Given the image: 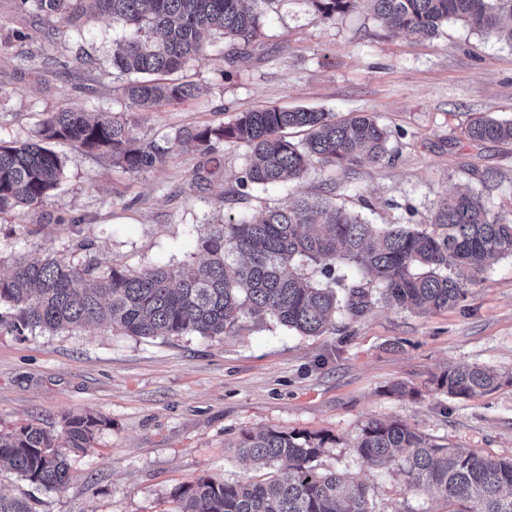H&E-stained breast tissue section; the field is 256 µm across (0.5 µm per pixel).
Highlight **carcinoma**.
Returning a JSON list of instances; mask_svg holds the SVG:
<instances>
[{"label": "carcinoma", "instance_id": "cac0c4a2", "mask_svg": "<svg viewBox=\"0 0 512 512\" xmlns=\"http://www.w3.org/2000/svg\"><path fill=\"white\" fill-rule=\"evenodd\" d=\"M48 21L79 30L89 11L121 23L124 36L112 46V67L136 79L127 87L130 107L142 109L195 95L185 84L164 82L202 60L207 38L224 40L225 63L235 64L262 48L264 18L273 0H16ZM323 19L356 0H307ZM387 28L436 36L460 21L512 45V0H366ZM304 128L306 138L286 132ZM474 144L512 143V120L487 115L467 127ZM391 132L369 115L338 120L308 108L266 107L242 112L227 125L180 133L174 145L191 144L211 168L221 167L226 143L245 145L251 162L237 179V193L250 185L301 180L317 162L351 184L363 162L393 157ZM68 141L102 151L129 173L161 163L170 148L135 144L128 120L111 112L64 106L47 114L38 138L0 140V215L42 206L64 179V163L49 144ZM207 259L163 264L133 272L114 263L24 255L0 275V323L16 329L56 332L107 325L128 336L233 335L243 318L270 319L302 335L334 327L336 315L362 314L377 296L387 305L418 312L452 308L491 259L512 256V221L492 212L481 192L441 197L428 224H368L336 206L329 195L298 196L258 218L228 217L198 239ZM437 389L470 398L500 385L481 367H450L433 379ZM101 415L63 418L61 430L26 424L0 429V471L46 490L69 480L70 460L91 447ZM328 437L266 430L242 434L237 454L266 470L260 481L200 478L173 495L170 512H374L369 488L343 473L320 472L314 462ZM358 456L371 466H392L408 489L424 491L442 512H512V459L438 444L391 418L365 422L355 439ZM0 512H34L29 501L0 494Z\"/></svg>", "mask_w": 512, "mask_h": 512}]
</instances>
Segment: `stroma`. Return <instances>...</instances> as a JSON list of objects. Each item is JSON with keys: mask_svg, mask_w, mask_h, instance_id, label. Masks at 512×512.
<instances>
[{"mask_svg": "<svg viewBox=\"0 0 512 512\" xmlns=\"http://www.w3.org/2000/svg\"><path fill=\"white\" fill-rule=\"evenodd\" d=\"M266 28L264 48L232 68L222 40L212 39L205 58L176 75L195 97L144 112L130 108L128 78L112 66L121 24L90 15L82 33H67L0 0V38L12 39L0 49V139H32L64 104L127 115L143 147L265 107L367 113L390 130L394 156L337 185V204L374 224H426L443 195L473 189L512 220V144L474 145L465 133L478 112L512 119L511 45L458 21L433 38L392 31L362 2L324 21L307 0H276ZM17 30L24 39H13ZM56 57L68 68L53 66ZM53 148L65 180L43 207L0 216V275L26 254L134 270L200 262L197 239L208 224L285 206L331 177L316 163L302 180L256 186L240 200L233 189L249 164L241 144H225L224 170L203 189L192 184L202 157L190 149L128 173L109 155ZM83 240L89 249H79ZM451 365L512 375L511 256L487 267L455 307L417 313L379 301L361 316H337L319 336L250 318L236 335L216 338L0 326V429L57 430L64 416L85 412L107 420L72 460L62 490L2 473L0 493L26 497L35 512H170L174 492L197 479L257 478L235 445L244 432L274 429L329 436L318 470L364 483L375 512H440L397 469L365 464L354 441L364 422L388 416L450 446L512 458V384L454 398L432 383ZM395 382L415 396L387 394Z\"/></svg>", "mask_w": 512, "mask_h": 512, "instance_id": "obj_1", "label": "stroma"}]
</instances>
